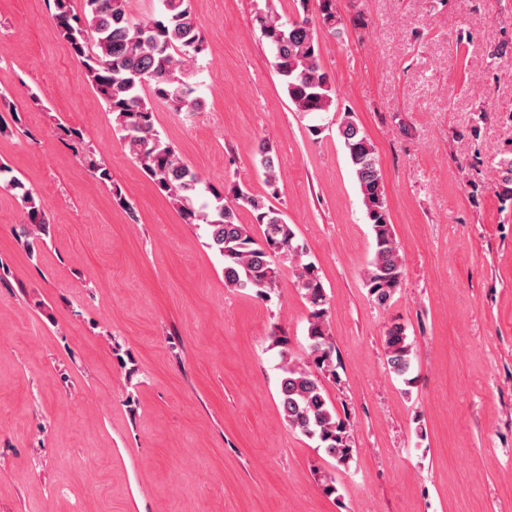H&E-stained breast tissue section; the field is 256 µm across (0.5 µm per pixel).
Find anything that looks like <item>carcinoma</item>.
I'll return each mask as SVG.
<instances>
[{
    "instance_id": "obj_1",
    "label": "carcinoma",
    "mask_w": 512,
    "mask_h": 512,
    "mask_svg": "<svg viewBox=\"0 0 512 512\" xmlns=\"http://www.w3.org/2000/svg\"><path fill=\"white\" fill-rule=\"evenodd\" d=\"M50 16L67 42L72 56L112 114L114 130L132 159L152 180L157 190L175 207L185 224L206 226V246L224 264V284L248 290L258 298L269 297L278 271L272 255L298 252L293 225L283 211L262 195L239 184L227 192L203 185L199 174L186 164L155 127L154 101L175 112H193L198 100L187 81L190 63L205 50V38L190 0H160L163 18L139 24L129 20L126 0H46ZM317 20L308 17V0H296L301 8L297 21L257 14L256 20L273 56V68L291 104L301 113L327 112L336 106V88L320 63L317 25L336 33L335 0H318ZM76 156L100 184L112 185L107 164L84 144L82 133L59 126ZM338 133L354 173L370 226L374 254L364 275V286L378 306H391L400 292L405 264L390 221L383 173L374 145L352 112L344 113ZM265 183L275 186L277 173L272 147L258 151ZM498 196L512 201V157L500 161ZM0 190L12 194L26 214L16 226L17 237L32 250L49 233L51 216L44 201L0 164ZM249 210L262 236L253 235L239 219V209ZM311 310L308 318V355L303 361L288 357V338L276 336L282 348L279 406L288 428L316 443L336 463L348 468L356 454L349 424L340 418L317 372L328 371L336 358L326 322V295L312 263L298 274ZM389 373L410 384L413 348L406 328L392 323L384 336Z\"/></svg>"
}]
</instances>
